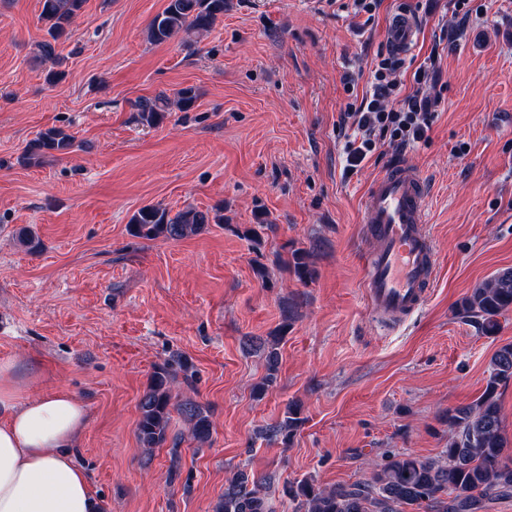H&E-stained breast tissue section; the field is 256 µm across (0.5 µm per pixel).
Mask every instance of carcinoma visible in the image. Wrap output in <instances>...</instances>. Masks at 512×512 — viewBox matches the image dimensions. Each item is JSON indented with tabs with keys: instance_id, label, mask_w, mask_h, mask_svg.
Segmentation results:
<instances>
[{
	"instance_id": "obj_1",
	"label": "carcinoma",
	"mask_w": 512,
	"mask_h": 512,
	"mask_svg": "<svg viewBox=\"0 0 512 512\" xmlns=\"http://www.w3.org/2000/svg\"><path fill=\"white\" fill-rule=\"evenodd\" d=\"M85 0H41L40 17L47 25L49 39L37 45L39 57L57 62L55 43L68 34ZM227 0H166L164 9L150 21L147 34L151 43L164 44L184 34L188 37L209 33L224 16ZM198 93L192 87L178 90L174 98L160 93L135 101L141 121L155 125L176 107L181 112L193 108ZM73 137L65 130L50 127L40 131L25 146L21 162L40 166L72 152ZM224 223V206L202 211L187 206L176 213L159 205H147L134 213L129 232L141 239L164 237L180 240L196 235L211 224ZM284 266L295 279L307 283L316 276L311 262L313 248L294 243L284 246ZM512 310V268L503 269L472 289L461 304V312L480 319L482 332L496 334L498 317ZM297 314L296 305L282 307L283 322L274 336L252 337L247 345L265 355L267 373L253 388L263 397L276 382L280 353L278 345ZM191 367L188 359L154 367L141 397L136 434L143 451L150 453L167 441L172 411L190 425V436L197 445L209 441L210 415L191 400H174L173 384L177 373ZM512 381V343L501 345L492 355L489 377L483 393L472 404L448 410V448L440 459H423L393 454L378 465L371 479L350 484L322 487L313 478L290 481L283 492L296 512H403L407 506H426L435 512H484L486 502L512 496V456L505 450L512 441L505 434L499 403V387ZM303 403L288 404L284 418L265 429V435L284 446L293 443L304 425ZM270 473L250 474L232 470L225 478L224 496L215 512H272L267 492L273 485Z\"/></svg>"
}]
</instances>
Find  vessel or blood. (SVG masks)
I'll return each mask as SVG.
<instances>
[{
	"label": "vessel or blood",
	"mask_w": 512,
	"mask_h": 512,
	"mask_svg": "<svg viewBox=\"0 0 512 512\" xmlns=\"http://www.w3.org/2000/svg\"><path fill=\"white\" fill-rule=\"evenodd\" d=\"M419 39L415 17L405 9L393 13L387 27L389 48L407 54ZM429 186L423 173L396 156L370 183L362 204L372 248L363 281L371 310L402 321L426 302L435 279L437 257L423 233Z\"/></svg>",
	"instance_id": "b4317fda"
}]
</instances>
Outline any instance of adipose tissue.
Wrapping results in <instances>:
<instances>
[{"instance_id":"adipose-tissue-1","label":"adipose tissue","mask_w":512,"mask_h":512,"mask_svg":"<svg viewBox=\"0 0 512 512\" xmlns=\"http://www.w3.org/2000/svg\"><path fill=\"white\" fill-rule=\"evenodd\" d=\"M0 364V512H99L73 445L86 424L65 393L26 397Z\"/></svg>"}]
</instances>
